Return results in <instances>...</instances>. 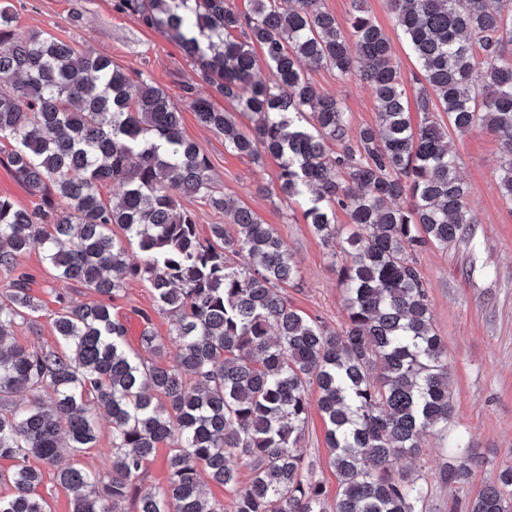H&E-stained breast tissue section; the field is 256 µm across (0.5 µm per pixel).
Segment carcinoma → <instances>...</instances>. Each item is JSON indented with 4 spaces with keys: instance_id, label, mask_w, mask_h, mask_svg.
Wrapping results in <instances>:
<instances>
[{
    "instance_id": "carcinoma-1",
    "label": "carcinoma",
    "mask_w": 512,
    "mask_h": 512,
    "mask_svg": "<svg viewBox=\"0 0 512 512\" xmlns=\"http://www.w3.org/2000/svg\"><path fill=\"white\" fill-rule=\"evenodd\" d=\"M321 4L112 0V10L164 35L196 68L183 103L224 134L225 149L278 161L279 195L304 200L303 217L345 292L336 330L282 294L302 281L297 261L255 212L214 190L207 154L184 135L182 110L163 89L90 47L20 35L14 6L0 3V139L13 142L12 176L39 198L29 210L0 196V269L9 276L0 302V459L16 461L0 470L9 487L0 512H47L30 457L57 468L72 512H126L129 501L136 512H224L203 491V471L232 492L231 512H422L427 482L396 464L421 455L424 433L448 438L453 400L417 255L448 248L462 225L476 223L448 129H483L506 145L498 188L512 203V0H387L418 65L416 128L406 78L366 0H352L345 26ZM305 64L360 77L377 125L351 135L349 113L318 91ZM107 183L121 190L106 200ZM184 197L228 216L234 230L212 224L202 237ZM339 210L346 227L336 223ZM132 242L142 252L135 265ZM35 249L53 271L62 352L5 343L17 320L42 310L31 275L18 268ZM130 278L175 317L169 365L165 338L146 327L133 349L109 306L74 303L65 291L79 283L113 296ZM25 390L32 400H12ZM312 394L339 477L332 502L300 448ZM100 418L112 427L111 472L58 467L63 449L97 444ZM161 444L167 481L141 494L134 479ZM231 457L250 469L244 487ZM479 459L456 442L440 480L466 483ZM465 512H512V467Z\"/></svg>"
}]
</instances>
